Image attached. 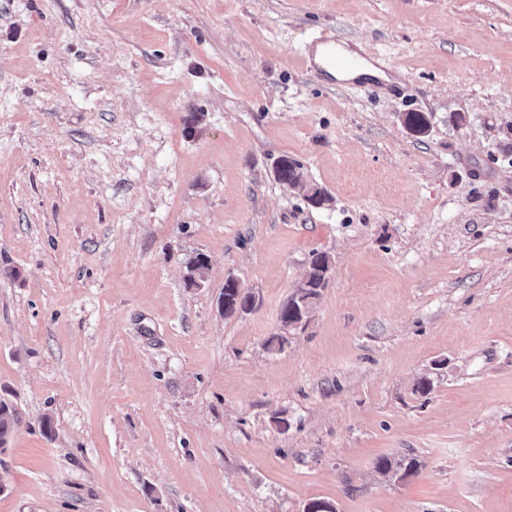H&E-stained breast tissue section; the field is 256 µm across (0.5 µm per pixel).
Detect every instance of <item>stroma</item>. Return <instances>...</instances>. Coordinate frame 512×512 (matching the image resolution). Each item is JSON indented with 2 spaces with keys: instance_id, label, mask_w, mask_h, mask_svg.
<instances>
[{
  "instance_id": "stroma-1",
  "label": "stroma",
  "mask_w": 512,
  "mask_h": 512,
  "mask_svg": "<svg viewBox=\"0 0 512 512\" xmlns=\"http://www.w3.org/2000/svg\"><path fill=\"white\" fill-rule=\"evenodd\" d=\"M0 397V512H512V0H0ZM347 51L342 48L343 44H337L329 38H317L310 43H305L302 55L306 64L314 62L313 67L327 79L335 81L336 78L331 72L341 75L354 74L361 71L367 64L382 70L386 74L391 72L386 69L388 64L378 54H366L360 51L353 43H347ZM320 49V62L315 61V52ZM309 261L305 275V278L309 280V290L305 297L308 298L307 305L311 306L313 300L319 296L321 289L325 287L332 265L330 266L329 258L324 252H312ZM20 422L19 412L15 407L0 400V447L2 448L12 433L14 427Z\"/></svg>"
}]
</instances>
